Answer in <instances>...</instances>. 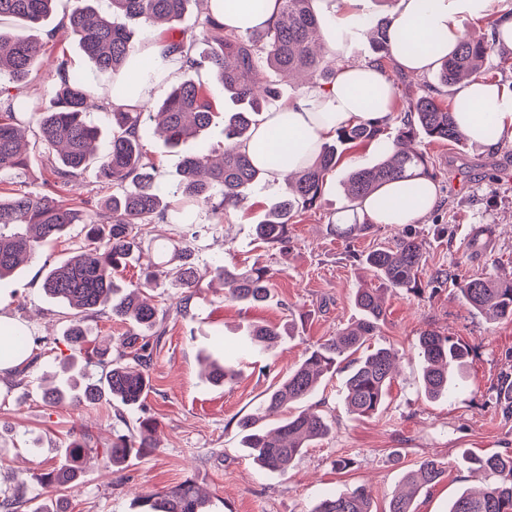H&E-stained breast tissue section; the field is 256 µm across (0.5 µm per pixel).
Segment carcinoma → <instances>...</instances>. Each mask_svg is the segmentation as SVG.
<instances>
[{
	"instance_id": "1",
	"label": "carcinoma",
	"mask_w": 512,
	"mask_h": 512,
	"mask_svg": "<svg viewBox=\"0 0 512 512\" xmlns=\"http://www.w3.org/2000/svg\"><path fill=\"white\" fill-rule=\"evenodd\" d=\"M55 2L0 0V20L8 18L18 26L12 33L0 31V74L6 72L13 82L21 84L37 70L45 44L29 35L28 29L50 15ZM91 2L82 0V6L73 10L66 32L78 40L96 68L119 74L138 44L135 32L116 18L144 23L165 20L174 25L181 21L192 0H108V9L102 13ZM313 2L279 0L273 24L246 34L225 30L224 23L209 14L200 34L170 40L167 53L185 58L183 77L172 85L155 113L144 111L142 106H115L112 92H107L104 100L112 112V136L103 153L96 152L95 147L101 131L86 119L92 102L90 86L65 61L57 67L58 91L42 111L29 112L28 100L16 95L7 96L0 105V176L20 173L29 166L18 119L28 114L36 119L47 148L55 151L48 158V168L58 190L91 165L96 167L104 187L112 190L92 215L61 196L38 197L21 189L6 196L0 194V280L10 276L40 246L60 239L70 225H90L86 243L76 255L48 267L42 281L49 299L74 311V319L64 331L71 354L61 364L58 383L43 393L46 403L68 401L79 406L108 400L129 410L141 407L149 386L151 338L160 336L159 308L144 289L153 287L162 277L188 299L201 275L185 241L172 243L171 258L159 263L157 271L142 282L126 288L117 283V272L138 260L142 227L164 221L169 208H175L183 222L191 225L193 210L207 208L222 224L224 211L237 206L245 192L263 180L264 170L253 165L242 149L253 127L263 121L264 102L276 97L274 89L260 87L262 70L272 69L288 78L307 72L325 83L335 75L320 45L313 41L327 22L316 12ZM392 22L389 13L382 17L365 14L359 19L360 31L372 36V51L381 58L390 55ZM495 45L494 38H463L452 53L440 59L439 84L448 87L483 72ZM205 64L210 65L215 80L235 104L224 112V138L231 145L224 148L222 162L213 165V149L200 143L195 153L182 159L178 179L163 189L157 183L156 165L143 144L148 123H157L171 148L200 137L213 121L212 102L189 73ZM457 110L464 107L444 106L434 96L423 95L404 110L400 136L412 138L423 133L435 141L465 145L467 138L457 129L453 116ZM388 121L386 117L337 131L336 141L322 145L311 165L287 177L286 193L270 203L265 219L256 225V240L271 245L286 241L288 224L300 213L318 206L325 175L336 166L342 146L367 143L379 155L373 166L349 174L350 202L359 204L383 185L402 180L408 182L411 193L421 192L424 181L434 178L429 159L422 152L401 149L391 141L386 132ZM363 262L387 288L413 295L421 292L426 251L417 238L406 235L391 246L377 247L364 255ZM210 272L224 281L225 298L231 301L256 306L271 298L273 272L257 258L227 264L219 257ZM460 292L471 310L512 321V279L494 275L471 278L462 282ZM355 305L360 311L358 322L320 344L288 372L254 413L238 420L241 445L259 467L284 472L311 442L331 433L332 423L323 412L310 407L291 414L289 409L312 397L321 378L335 373L343 360L350 359L343 394L347 409L369 417L385 403L394 378L395 355L385 346H371L384 320L385 307L376 288L357 289ZM103 314L131 329L123 339L125 351L117 358L109 360L107 352H96L100 368L97 374L82 368L80 362H91L86 322ZM284 338L276 325H249L235 356H207L209 381L223 385L235 380L239 376V357L256 348H271ZM3 340L15 359L29 351V336L20 324L10 327ZM418 347L424 360L425 394L431 399L449 396L473 347L431 329L420 333ZM156 429L155 419L142 416L138 438L115 434L103 453L112 466L119 467L155 447ZM88 451L87 434L74 436L63 458L36 472L34 480L50 493L74 483ZM471 463L474 470L494 480L477 495L458 496L449 512H512V451L476 455ZM442 474L443 464L438 460L422 461L406 475L409 492L392 498L388 512H415V498L435 485ZM27 503L26 487L13 486L0 495V512H18ZM137 507L139 512H211V501L187 477L170 488L139 497ZM314 512H373L371 492L359 486L329 496Z\"/></svg>"
}]
</instances>
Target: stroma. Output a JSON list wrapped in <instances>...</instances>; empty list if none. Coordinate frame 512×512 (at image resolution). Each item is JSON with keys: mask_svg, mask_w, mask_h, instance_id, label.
<instances>
[{"mask_svg": "<svg viewBox=\"0 0 512 512\" xmlns=\"http://www.w3.org/2000/svg\"><path fill=\"white\" fill-rule=\"evenodd\" d=\"M75 5V0H58L34 32L45 44V55L22 91L37 104L55 96V71L63 60L85 75L96 92L112 83L111 72L97 69L75 39L54 36ZM382 66L395 84L394 111L438 88L435 71L410 76L392 58ZM438 90L439 101H454L455 88ZM25 126L30 165L17 175L18 185L53 194L37 124L29 118ZM144 144L163 185L176 179L183 156L198 147L189 141L172 149L153 133ZM414 145L428 155L438 193L434 209L419 223L376 224L350 239L334 232V225L366 218L362 210L351 209L343 191L351 171L377 161L373 146L358 144L345 149L327 174L317 208L289 224L286 246H262L255 240L254 227L268 204L286 191L285 183L268 178L227 210L216 230L194 241L195 262L202 268L220 255L228 261L261 258L273 272L272 299L259 307L228 301L223 287L205 277L183 306L179 289L159 281L153 293L165 333L153 350L143 401L157 421L158 446L119 468L111 466L103 448L114 432L136 433L135 414H119L113 403L75 407L43 401L46 375L69 354L62 335L68 309L44 295V265L74 255L85 241L84 227L71 225L58 242L42 246L13 277L0 280V314L24 324L39 355L23 375L0 374V479L27 482L30 506L39 505L48 493L31 481L32 471L57 462L74 431L82 430L91 436L92 453L77 484L62 492L70 512H136L138 496L188 476L206 490L214 512H314L325 495L361 485L370 489L375 512H384L406 473L427 458L441 461L445 473L416 497L417 512H448L463 491L481 489L486 478L472 471L468 455L512 449V409L496 398L503 377H512V322L490 321L471 311L458 285L481 274H512V141L458 145L420 135ZM402 234L424 242L426 265L420 294L385 295V321L375 341L398 353L386 404L369 417L349 414L343 402L347 373L338 371L313 399L333 422L330 437L305 449L287 472L260 470L240 445L238 419L254 411L307 349L359 318L357 289L382 285L359 255L392 244ZM254 322L276 324L290 330L292 338L240 359L237 381L211 384L204 377L202 355H222L215 337L233 343ZM425 329L474 349L467 383L446 400H429L420 386L417 344ZM339 459L345 468H336Z\"/></svg>", "mask_w": 512, "mask_h": 512, "instance_id": "1", "label": "stroma"}]
</instances>
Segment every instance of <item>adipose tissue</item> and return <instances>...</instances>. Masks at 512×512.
I'll use <instances>...</instances> for the list:
<instances>
[{"mask_svg":"<svg viewBox=\"0 0 512 512\" xmlns=\"http://www.w3.org/2000/svg\"><path fill=\"white\" fill-rule=\"evenodd\" d=\"M210 13L223 19L226 29L244 32L272 24L277 17V0H208ZM498 15L499 46L512 49V13L496 8V0H398L394 13L396 38L392 52L400 66L410 73H422L437 66L441 57L453 51L460 42L464 25L476 22L489 13ZM415 39L417 50L406 47ZM162 38L146 41L133 53L129 66L112 80L114 105L145 104L155 90L144 74L146 59L163 62L167 72H177L178 56L167 55ZM379 97V116H386L392 105L391 86L380 66L363 62L341 66L333 82L325 87H306L301 96L276 111L254 129L245 145L253 164L272 179L310 165L321 145L336 130L367 119L364 104L369 97ZM456 98L464 106L456 121L475 143L491 146L512 141V93L498 83L474 78L463 84ZM491 114L494 132L486 134L481 118ZM383 195L392 204L378 208L375 197L363 202V209L377 224L400 226L414 224L424 218L436 202L435 188L411 195L404 183L385 186Z\"/></svg>","mask_w":512,"mask_h":512,"instance_id":"obj_1","label":"adipose tissue"}]
</instances>
